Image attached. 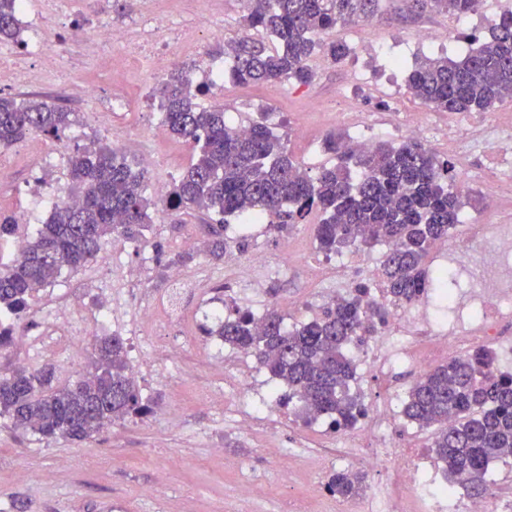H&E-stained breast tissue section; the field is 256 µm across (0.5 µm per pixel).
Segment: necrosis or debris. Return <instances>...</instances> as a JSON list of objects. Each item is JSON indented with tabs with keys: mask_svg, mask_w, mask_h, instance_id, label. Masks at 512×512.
<instances>
[{
	"mask_svg": "<svg viewBox=\"0 0 512 512\" xmlns=\"http://www.w3.org/2000/svg\"><path fill=\"white\" fill-rule=\"evenodd\" d=\"M90 48L110 43L129 58L171 60L185 48L184 39L173 36L163 43L128 42L122 28L102 24L86 34ZM408 137L427 143L431 138L453 141L456 147L475 157L495 147L502 164L512 163V128L494 132L492 126H455L431 135L427 113L413 114L406 126ZM471 248L453 252V269L465 276L470 286L455 303L456 317L451 328L440 330L425 302L392 306L382 345L354 346L352 359L373 366L384 376L398 368L410 367L423 373L446 356L449 348L464 349L478 344L500 342V320L512 312V224H475L471 227ZM82 304L73 290L61 289L58 302L42 307L40 330L25 335L21 343L29 363L45 360H73L81 351L80 336L88 325L81 314ZM247 355H240L237 366L224 369V406L236 429L252 430L257 420L268 418L266 406L254 400L250 387ZM402 396L399 387H391L386 405L368 409L370 427L361 429L347 442L351 466L363 464V448L373 447L375 461L385 463L388 479L375 483L366 499L370 512H512V495L504 493L484 498L465 496L462 489H447L441 482L442 466L429 452H406L399 445L405 427L397 410Z\"/></svg>",
	"mask_w": 512,
	"mask_h": 512,
	"instance_id": "4bbe7bcc",
	"label": "necrosis or debris"
}]
</instances>
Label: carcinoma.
Masks as SVG:
<instances>
[{
    "label": "carcinoma",
    "mask_w": 512,
    "mask_h": 512,
    "mask_svg": "<svg viewBox=\"0 0 512 512\" xmlns=\"http://www.w3.org/2000/svg\"><path fill=\"white\" fill-rule=\"evenodd\" d=\"M411 2L417 11L458 16L477 11L481 0ZM377 6L378 0H247L246 27L271 37L276 46L252 36L225 46L232 59L228 78L242 85H308L313 74L306 61L315 50L338 62L350 54L346 42L324 43L319 35L368 18ZM20 11V0H0V41L17 39ZM407 90L446 112H485L503 103L512 93V10L495 20L489 39L460 58L426 57L416 63ZM199 93L183 65L158 88L163 123L196 149L162 201L173 211L217 216L216 223L203 225V252L210 259H224V226L228 218L243 216L283 229L316 211L315 239L327 257L378 242L387 246L379 298L360 282L310 320L290 326L273 308L259 329L251 311L232 300L225 303L227 316L202 327L204 335L221 337L225 347L254 353L269 377L288 388L279 404H297L300 414L320 416L333 430L352 429L366 409L350 393L356 366L347 346L377 335L390 305L413 303L429 293L442 303L453 298V275L424 265L430 247L460 223L461 190L451 167L413 139L349 150L331 138L326 146L337 163L312 176L265 123L253 122L242 133L226 120L224 109L197 103ZM74 122V113L54 102L0 96V148L29 134L60 142ZM69 177L73 202L51 208L36 237L10 263L0 262V349L11 341L12 325L4 320L25 317L30 302L62 269L77 271L93 262L114 234L142 242L151 224L147 171L134 169L120 150L85 148L70 157ZM493 362V352L483 348L454 358L417 378L403 403L408 422L433 429L430 448L443 462L448 483L459 481L470 491L476 485L487 491L490 466L512 452V374L493 373ZM151 412L130 370L126 346L116 336L97 340L85 375L73 384L57 383L52 366L17 367L0 376V417L41 442H82L116 420ZM363 482L364 475L342 469L330 475L326 488L350 500L359 496Z\"/></svg>",
    "instance_id": "1"
}]
</instances>
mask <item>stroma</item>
<instances>
[{"label": "stroma", "instance_id": "35a3bbf8", "mask_svg": "<svg viewBox=\"0 0 512 512\" xmlns=\"http://www.w3.org/2000/svg\"><path fill=\"white\" fill-rule=\"evenodd\" d=\"M57 13L41 12L39 0L21 21L23 44H0V52L15 54L31 71L30 82L6 89L19 100L53 101L75 112L77 123L67 139L58 142L31 135L0 151V165L13 171L11 183H0V212L16 216L20 227L13 240L0 246V261L10 262L18 242L29 239L49 209L39 199L47 191L69 185V158L88 144L121 142L123 152L142 164L144 152L156 162L149 167L150 183L172 182L189 165L192 149L172 135L156 136L162 123L153 95L158 78L148 67L120 64V52L101 48L89 57L83 48L86 31L101 23L124 26L131 42L147 31L158 35L194 34L195 50L181 53L179 62L192 65L199 78L202 61L224 65L219 48L247 35L245 0H58ZM217 19L224 34L206 33L207 19ZM375 30L363 23L340 26L332 38L346 41L350 54L335 63L315 53L308 61L312 83L291 82L239 86L225 82L201 97L202 105H220L229 123L243 126L265 122L280 136L298 161L311 170L333 165L323 149L328 136L348 138L353 128L371 124L379 140L396 141L400 116L422 110L406 89V69L423 56H452L472 39L487 38L489 25L452 29L448 14L412 11L408 0H379ZM430 34L426 45H414V34ZM55 40L59 56L47 63L31 53L28 42L38 36ZM97 80L96 98L71 93L70 87ZM121 86L130 112L114 116L108 104L114 86ZM432 150L448 161L462 186L463 208L473 220L487 216L478 187L487 171L479 160L449 154L440 143ZM152 223L141 245L112 237L96 262L78 272L63 271L55 285L35 299L44 304L58 289L73 288L82 296L83 310L96 315L112 308V284L123 281L124 327L108 328L123 338L136 380L153 413L146 418L118 420L79 444L65 440L47 444L10 428L0 418V512H240L236 498L240 482L257 480L251 512H287L293 498L309 501L314 512H336L337 499L324 484L330 474L324 455L336 450V431L325 424L303 422L287 407L270 402L272 417L257 429L241 432L224 418V364L210 358L211 341L200 328L211 324L218 308L217 289L224 283L223 263L200 256L178 263L179 255L197 248L202 224L198 212L172 211L163 205L151 210ZM228 240L231 259L261 247L277 260L284 245L300 256L298 267L268 279L263 295L268 304L287 312L290 298L312 287L311 267L317 266L313 223L274 231L264 224L231 219ZM182 271L196 287L205 288V301L193 308L182 329L168 325L164 315L150 322L137 319L140 305L164 296L174 271ZM178 341L182 362L168 368L164 352ZM294 451V476H279L275 459L284 449Z\"/></svg>", "mask_w": 512, "mask_h": 512}]
</instances>
